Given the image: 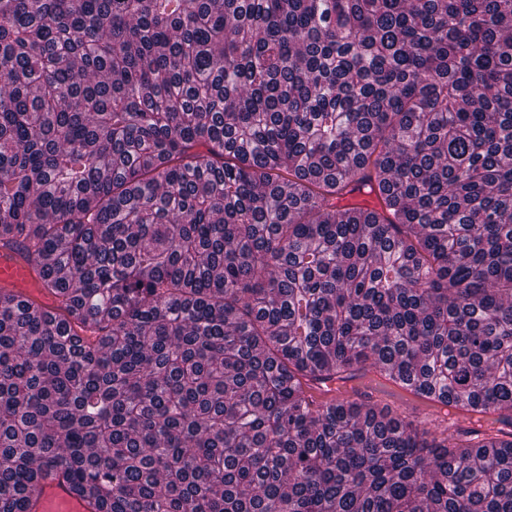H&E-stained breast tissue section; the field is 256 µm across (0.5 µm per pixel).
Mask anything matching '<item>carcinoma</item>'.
<instances>
[{"label":"carcinoma","instance_id":"cac0c4a2","mask_svg":"<svg viewBox=\"0 0 512 512\" xmlns=\"http://www.w3.org/2000/svg\"><path fill=\"white\" fill-rule=\"evenodd\" d=\"M0 246V512H512V0H0ZM0 288L44 311L55 306L54 297L39 288L35 262L16 248L0 247ZM327 386L329 387L330 391L325 392L324 390H312L311 393L313 397L317 401H325L329 400L336 396V398H355L360 399L362 395L368 393L372 394V392L365 388L363 385H360L358 381H350V382H338V381H332L327 382ZM27 512H97L92 500L74 495L54 478L42 480L30 494Z\"/></svg>","mask_w":512,"mask_h":512}]
</instances>
